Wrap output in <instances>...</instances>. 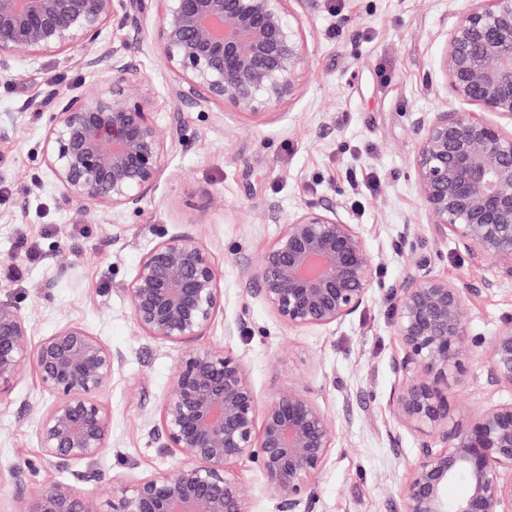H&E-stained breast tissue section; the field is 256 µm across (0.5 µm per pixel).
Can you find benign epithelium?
I'll use <instances>...</instances> for the list:
<instances>
[{
  "mask_svg": "<svg viewBox=\"0 0 512 512\" xmlns=\"http://www.w3.org/2000/svg\"><path fill=\"white\" fill-rule=\"evenodd\" d=\"M150 0H0V74L19 54L79 53L88 70L112 77L77 95L47 89L0 120L27 111L46 115L44 164L77 216L98 207L137 209L156 187L167 149L150 112L153 89L104 44L117 9L137 20ZM154 31L168 68L183 76L190 108L229 104L256 115L293 94L306 67L304 39L290 23L293 6L312 0H159ZM452 13L439 71L476 112H434L416 122L412 172L431 224L457 245L512 278V0H464ZM380 262L339 207L306 202L283 223L261 257L264 303L293 330L343 322L379 285ZM219 273L192 235L175 232L148 249L122 285L143 336L181 346L170 391L154 431L174 458L164 471L113 487L110 510L57 481L18 512H251V490L230 473L233 461L257 464L282 512H313V480L338 439L328 412L286 384L259 402L244 359L195 343L221 307ZM465 289L417 265L399 286L392 328L402 346L393 361L397 424L417 436L395 512H512V400L456 423L441 384L458 378L482 346L464 321ZM32 325L18 300L0 292V397L21 373L36 371L51 403L39 414L43 460L58 468L102 456L112 411L101 400L123 364L121 354L79 324L31 343ZM491 383L512 388V318L488 342ZM467 493L448 498V486Z\"/></svg>",
  "mask_w": 512,
  "mask_h": 512,
  "instance_id": "7a95c632",
  "label": "benign epithelium"
}]
</instances>
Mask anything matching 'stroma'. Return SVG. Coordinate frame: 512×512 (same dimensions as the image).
Returning a JSON list of instances; mask_svg holds the SVG:
<instances>
[{"label":"stroma","mask_w":512,"mask_h":512,"mask_svg":"<svg viewBox=\"0 0 512 512\" xmlns=\"http://www.w3.org/2000/svg\"><path fill=\"white\" fill-rule=\"evenodd\" d=\"M460 6V0H314L295 19L308 56L297 88L256 117L217 102L184 107L176 96L183 78L167 68L148 34L115 13L106 43L122 48L151 82L152 116L162 133L177 128L184 140L134 211L95 209L75 217L43 163L42 114L0 122V265L23 267L21 279H0V291L17 296L35 338L77 323L124 358L102 394L112 409L110 447L91 464L58 470L43 460L35 429L49 399L33 368L0 399V512H15L20 469L25 499L63 480L105 504L113 478L172 465L151 427L178 348L141 336L120 286L143 254L174 232L198 238L220 272L223 305L206 341L245 360L261 399L294 382L337 424L338 442L313 482L314 512H394L416 448L390 403L392 363L401 353L391 326L399 284L425 261L435 275L463 285L467 330L477 338H490L512 317V280L485 287L488 261L429 223L411 171L417 118L471 109L437 73L450 15ZM99 80V73L78 68L72 54L26 59L14 75H0V113L49 87L79 93ZM34 173L41 187L31 186ZM213 197L220 203L208 223H197ZM309 200L343 202L344 217L359 226L372 252L383 253L384 266L379 287L354 315L293 331L256 291L258 260L281 230L261 223L260 215L273 206L288 217ZM510 398L511 388L489 382L481 356L462 380L448 382L450 412L464 422Z\"/></svg>","instance_id":"obj_1"}]
</instances>
